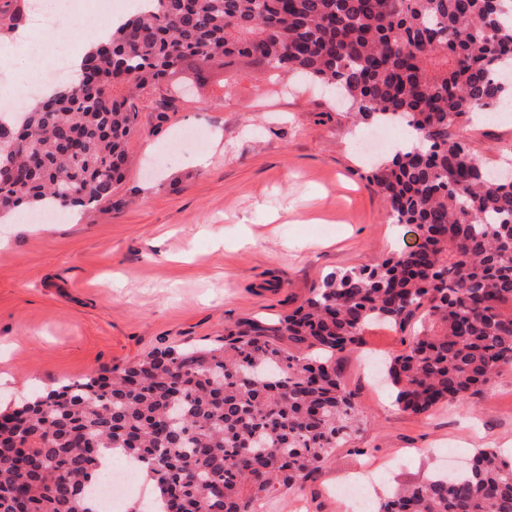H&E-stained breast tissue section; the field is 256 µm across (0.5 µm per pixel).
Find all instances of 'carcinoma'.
<instances>
[{
	"mask_svg": "<svg viewBox=\"0 0 512 512\" xmlns=\"http://www.w3.org/2000/svg\"><path fill=\"white\" fill-rule=\"evenodd\" d=\"M85 54L78 83L0 112V220L23 206L89 208L124 178L132 95L189 59L303 74L356 125L406 124L367 172L418 250L332 272L276 321H244L202 347L156 350L29 400L0 429V512H102L105 448L144 464L165 512H257L303 489L364 423L336 355L366 326L403 349L371 361L395 402L425 414L512 368V173L464 131L512 100V0H155ZM377 512H512V463L493 448L452 476L399 487Z\"/></svg>",
	"mask_w": 512,
	"mask_h": 512,
	"instance_id": "obj_1",
	"label": "carcinoma"
}]
</instances>
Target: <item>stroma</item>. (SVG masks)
I'll list each match as a JSON object with an SVG mask.
<instances>
[{
	"instance_id": "35a3bbf8",
	"label": "stroma",
	"mask_w": 512,
	"mask_h": 512,
	"mask_svg": "<svg viewBox=\"0 0 512 512\" xmlns=\"http://www.w3.org/2000/svg\"><path fill=\"white\" fill-rule=\"evenodd\" d=\"M137 129L110 202L35 224L0 223V412L28 394L124 366L167 346L204 345L227 325L295 310L324 276L375 265L419 243L365 176L397 128L354 129L333 92L236 62H185L166 90L134 100ZM486 163L512 148V118L470 129ZM400 335L372 327L343 358L366 422L302 492L262 512H349L337 495L362 466L379 501L391 487L463 464L482 448L512 452V369L426 415L399 408L364 350L393 354Z\"/></svg>"
}]
</instances>
